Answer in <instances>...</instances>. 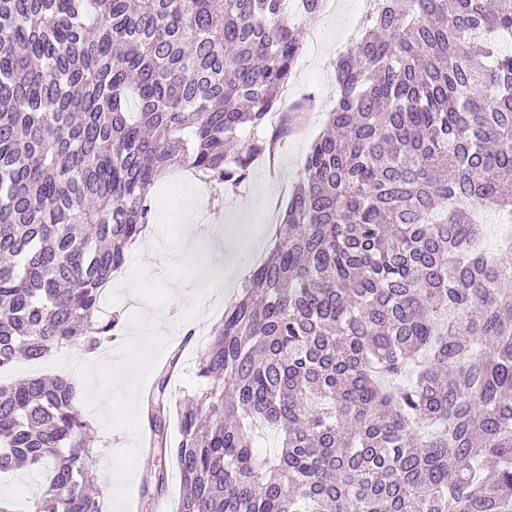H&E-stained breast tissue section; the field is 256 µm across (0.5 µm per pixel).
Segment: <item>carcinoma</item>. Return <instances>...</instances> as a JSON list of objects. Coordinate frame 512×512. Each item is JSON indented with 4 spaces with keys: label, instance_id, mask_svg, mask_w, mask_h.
Listing matches in <instances>:
<instances>
[{
    "label": "carcinoma",
    "instance_id": "1",
    "mask_svg": "<svg viewBox=\"0 0 512 512\" xmlns=\"http://www.w3.org/2000/svg\"><path fill=\"white\" fill-rule=\"evenodd\" d=\"M290 2L0 0V369L116 335L105 289L166 170L237 185L273 156ZM508 37L512 0H374L179 401L178 512H512V231L491 254L476 220L512 224ZM91 432L75 380L0 385V476L44 471L30 512H103Z\"/></svg>",
    "mask_w": 512,
    "mask_h": 512
}]
</instances>
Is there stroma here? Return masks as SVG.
<instances>
[{
    "instance_id": "1",
    "label": "stroma",
    "mask_w": 512,
    "mask_h": 512,
    "mask_svg": "<svg viewBox=\"0 0 512 512\" xmlns=\"http://www.w3.org/2000/svg\"><path fill=\"white\" fill-rule=\"evenodd\" d=\"M367 9L366 0H333L324 12L303 19L304 50L288 82V99L296 102L311 94L317 106L302 114L274 162H256L247 179L235 187L196 177L178 182L168 176L152 189L155 231L141 240L138 251L130 252L104 299L109 312L123 316L122 329L112 342L93 353L62 347L46 361L20 359L0 370L4 384L35 373L58 375L74 363L95 372L96 388L82 393L79 405L92 426L93 474L104 512H135L131 509L135 503L140 506L136 512H176L181 484L172 458L142 445L148 427L144 397L173 357L178 360L169 384L173 398L197 390L196 365L210 324L220 321L229 300L244 284L234 270L216 266L214 277L222 288L210 303L209 322H201L174 296L177 286H193L185 257L192 254L206 260L219 239L227 247L244 249L252 264L266 257L262 243L279 223L288 193L298 183L326 112L336 100L332 60L324 52L329 49L337 55L352 48ZM192 211L198 215V232L188 239L184 225ZM188 327L193 334L187 338L183 332ZM133 458L142 459L140 470L130 471L122 485H113L111 472L127 468ZM157 474L164 477L162 492L143 495L144 481Z\"/></svg>"
}]
</instances>
